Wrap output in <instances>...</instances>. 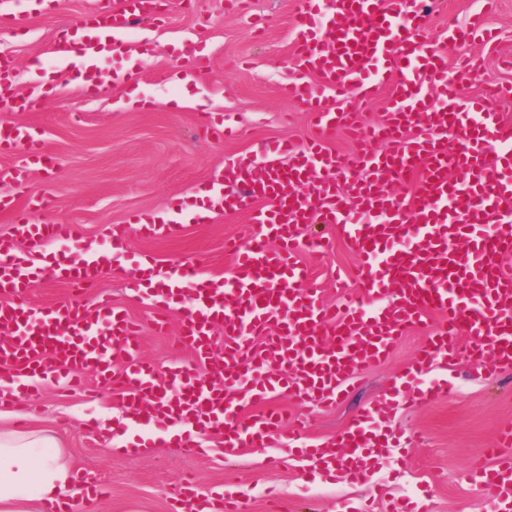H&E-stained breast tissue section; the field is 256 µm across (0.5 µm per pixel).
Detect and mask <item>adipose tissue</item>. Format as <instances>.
<instances>
[{"label":"adipose tissue","instance_id":"obj_1","mask_svg":"<svg viewBox=\"0 0 512 512\" xmlns=\"http://www.w3.org/2000/svg\"><path fill=\"white\" fill-rule=\"evenodd\" d=\"M73 480L50 430L0 428V512H42L61 501Z\"/></svg>","mask_w":512,"mask_h":512}]
</instances>
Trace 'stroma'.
<instances>
[{
  "mask_svg": "<svg viewBox=\"0 0 512 512\" xmlns=\"http://www.w3.org/2000/svg\"><path fill=\"white\" fill-rule=\"evenodd\" d=\"M92 6L93 0H61L53 14L17 0L22 23L0 28V53L11 55L19 88L35 77L31 62L50 64L47 50L58 24L81 21ZM297 8L298 0H248L238 13L227 0H162L156 22L132 36L153 45L152 56L134 65L141 74L136 105L127 106L129 90L122 86L85 92L63 84L46 92L38 111L9 113V120L39 127L56 157L52 169L32 174L26 191L17 196L18 205H25L31 194L47 196L51 205L42 211L43 220L78 225L83 237L105 248L111 245L113 226L126 231L125 250L113 254L95 288L77 296L70 286L44 277L30 291L32 304L70 301L90 315L98 298L110 295L138 323L140 353L158 371H166L174 359L191 360V352L176 350L185 305L173 306L166 327L155 328L151 307L127 293L125 281L146 254L162 265L198 259L206 274L231 276L233 258L225 242L248 240L255 225L243 212L217 213L201 223L193 220L192 209L200 193L210 191L225 160L249 156L255 141L286 139L299 145L311 137L306 105L283 93L301 74L291 48ZM480 8L481 0H431L428 37L456 55L445 41L449 25L466 22ZM489 24L498 34V51L488 54L479 45L469 46L482 64L479 75L461 87L467 98L487 85L512 84V70L498 63L499 56H512V0H499ZM185 44L210 66L193 83L176 85L171 76L182 65L178 51ZM202 113L231 122L237 137H215L200 124ZM152 212L176 218L182 234L141 236L132 217ZM304 235L315 245L296 259L308 269L310 288L324 302L336 303L356 258L326 225L306 224ZM425 332L422 325L411 328L385 363L365 369L348 396L333 405H301L284 394L274 406L303 417L311 441L327 439L347 427L363 405L384 398L386 386L405 369ZM446 374L453 390L429 404L391 405L382 429L396 450L361 478L341 470L332 477L319 474L311 459L282 447L247 448L227 459L217 438L210 440L207 456L189 458L181 454L177 438L158 439L157 429L134 423L127 424V432L151 436V448L114 451L89 424L123 418L122 396L91 373L77 390L62 389L45 376L36 396L20 393L12 405L0 406V425L55 430L75 473L107 484L99 512H169L170 494L184 479L203 494L217 488L235 492L246 512H265L271 489L288 512H337L343 505L348 512H397L401 507L419 512L424 502L429 512H485L481 492L467 483L466 473L479 450L491 445L497 428L512 422V372L485 375L462 357ZM412 430L423 441L416 448L404 447L403 435Z\"/></svg>",
  "mask_w": 512,
  "mask_h": 512,
  "instance_id": "35a3bbf8",
  "label": "stroma"
}]
</instances>
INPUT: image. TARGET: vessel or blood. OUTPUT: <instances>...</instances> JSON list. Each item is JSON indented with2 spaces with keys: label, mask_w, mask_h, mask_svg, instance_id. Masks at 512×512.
Wrapping results in <instances>:
<instances>
[{
  "label": "vessel or blood",
  "mask_w": 512,
  "mask_h": 512,
  "mask_svg": "<svg viewBox=\"0 0 512 512\" xmlns=\"http://www.w3.org/2000/svg\"><path fill=\"white\" fill-rule=\"evenodd\" d=\"M95 17L51 45L55 69L40 70L26 92L17 89L12 58L1 54L0 111H35L69 69L89 88L136 83L138 73L108 74L100 63L125 54L128 32L155 19L152 0H100ZM296 24L294 56L303 76L286 92L307 105L315 135L300 146L260 141L250 158L225 160L214 205L248 213L257 226L247 245L226 246L235 257L231 279L202 273L196 260L154 265L126 283L160 317L193 283L180 341L206 364L211 383L189 365L157 380L154 365L139 354L137 323L109 296L90 317L69 302L33 307L28 294L36 273L22 242L57 245L46 259L51 276L93 287L125 238L113 234L106 250L80 236L77 225L35 223L20 213L15 238L0 240V326L13 334L12 343L0 345V403L16 396L10 380L39 377L48 357L63 387H76L79 372L94 373L124 393L134 421L182 427L179 447L187 456L204 455L201 439L216 430L228 458L284 437L299 454L315 461L332 456L360 477L381 401L313 444L304 423L285 428L272 399L286 392L303 403L341 400L362 368L384 362L410 328L431 316L439 324L389 386L390 400L426 404L448 387L437 365L463 354L491 375L512 369V275L503 269L512 255V122L459 96L458 83L477 77V61L461 57L449 65L425 35L418 0H299ZM479 37L493 38L483 14L448 29L458 47ZM384 84V116L366 125L358 106ZM340 92L354 93L356 105H337ZM339 130L356 144L345 158L326 147ZM0 150L19 158L0 170L8 186L0 193L3 211L15 206L13 189L53 161L39 136L12 122H0ZM405 181L412 191L402 200L392 188ZM313 221L335 228L359 259L356 288L344 290L335 306L308 288L307 269L293 258ZM272 239L280 249L269 247ZM217 327L224 332L219 348ZM233 384L243 386V395L228 394ZM247 404L256 414L244 415ZM507 473L512 424L499 430L470 475L489 512L512 496L501 481Z\"/></svg>",
  "instance_id": "b4317fda"
}]
</instances>
